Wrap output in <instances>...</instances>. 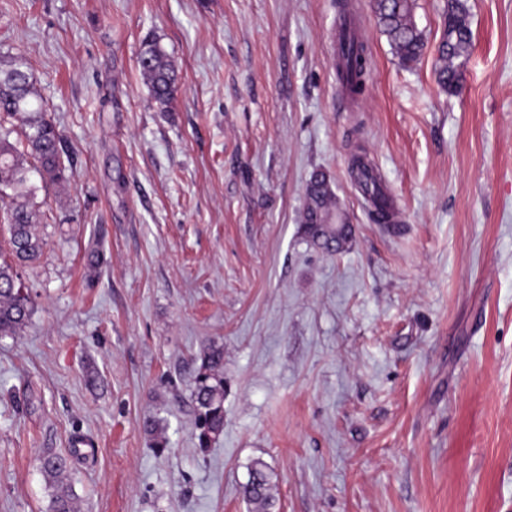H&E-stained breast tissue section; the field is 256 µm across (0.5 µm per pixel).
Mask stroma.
<instances>
[{"label": "stroma", "mask_w": 512, "mask_h": 512, "mask_svg": "<svg viewBox=\"0 0 512 512\" xmlns=\"http://www.w3.org/2000/svg\"><path fill=\"white\" fill-rule=\"evenodd\" d=\"M416 4L427 50L405 68L371 0H0V53L72 159L64 185L28 174L43 248L18 269L33 315L0 337V512H48V450L80 512H249L256 459L276 512H512V0H467L450 93L445 0ZM344 11L369 56L354 99ZM147 37L178 75L167 112ZM358 156L395 223L373 222ZM317 170L353 227L337 254L302 231ZM211 342L224 433L203 453ZM465 2L446 1L444 27L437 45L435 79L442 89L449 92L457 88L472 47L469 9ZM143 57L149 64L141 63ZM139 66L149 85L152 98L164 112L169 111L176 94V75L167 55L153 38H146L139 53ZM197 360L191 395L195 409L193 435L197 448L205 451L224 433V347L209 343Z\"/></svg>", "instance_id": "stroma-1"}]
</instances>
